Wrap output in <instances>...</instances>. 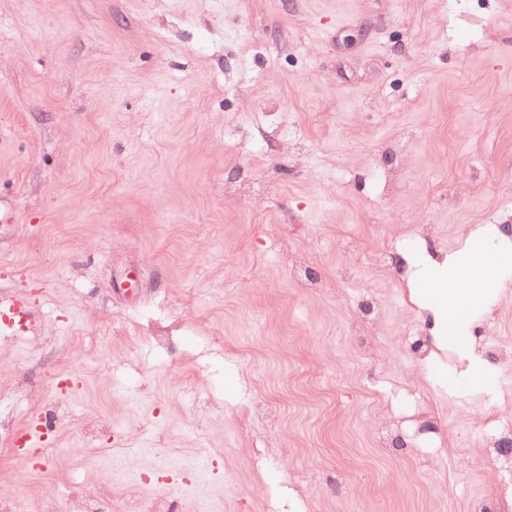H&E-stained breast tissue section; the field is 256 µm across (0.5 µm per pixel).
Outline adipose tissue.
<instances>
[{
    "label": "adipose tissue",
    "mask_w": 512,
    "mask_h": 512,
    "mask_svg": "<svg viewBox=\"0 0 512 512\" xmlns=\"http://www.w3.org/2000/svg\"><path fill=\"white\" fill-rule=\"evenodd\" d=\"M512 275V251L479 234L469 238L459 252L426 266L414 283L417 298L435 321L438 348L453 349L459 368L438 369L439 377L461 390H490L496 374L468 342L474 317L489 310L500 280Z\"/></svg>",
    "instance_id": "1"
}]
</instances>
